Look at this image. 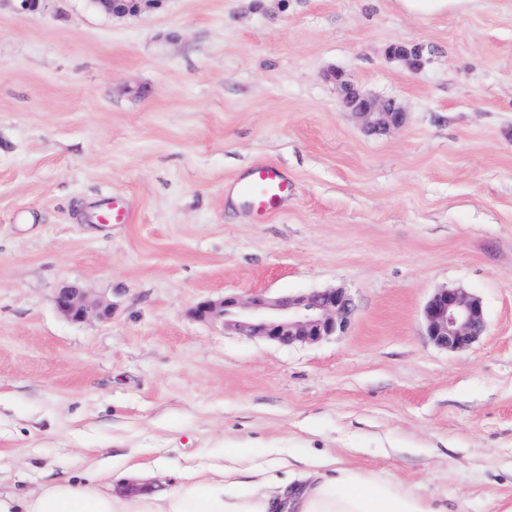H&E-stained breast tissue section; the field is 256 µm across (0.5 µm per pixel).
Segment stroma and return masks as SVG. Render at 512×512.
Instances as JSON below:
<instances>
[{
  "mask_svg": "<svg viewBox=\"0 0 512 512\" xmlns=\"http://www.w3.org/2000/svg\"><path fill=\"white\" fill-rule=\"evenodd\" d=\"M335 69L405 124L367 131ZM259 162L295 188L262 223L229 192ZM66 284L111 317L66 319ZM326 288L355 311L314 345L193 315ZM441 288L483 303L467 351L425 332ZM228 448L512 506V0H0V489L172 486ZM405 46L410 50L414 48V46H408L405 42L389 44L386 48L387 57L401 61L411 71L419 70L424 64V55L421 53L418 57H413L404 50Z\"/></svg>",
  "mask_w": 512,
  "mask_h": 512,
  "instance_id": "35a3bbf8",
  "label": "stroma"
}]
</instances>
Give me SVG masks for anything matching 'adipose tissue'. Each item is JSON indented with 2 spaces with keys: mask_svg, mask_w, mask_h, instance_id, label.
I'll return each instance as SVG.
<instances>
[{
  "mask_svg": "<svg viewBox=\"0 0 512 512\" xmlns=\"http://www.w3.org/2000/svg\"><path fill=\"white\" fill-rule=\"evenodd\" d=\"M223 469L160 490L115 491L107 477L63 476L27 493H1L0 512H453L407 484L336 461L255 468L228 453Z\"/></svg>",
  "mask_w": 512,
  "mask_h": 512,
  "instance_id": "obj_1",
  "label": "adipose tissue"
}]
</instances>
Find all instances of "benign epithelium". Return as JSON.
Listing matches in <instances>:
<instances>
[{
  "mask_svg": "<svg viewBox=\"0 0 512 512\" xmlns=\"http://www.w3.org/2000/svg\"><path fill=\"white\" fill-rule=\"evenodd\" d=\"M405 46V42L389 44L387 57L401 61L411 71L419 70L424 55L413 57ZM330 78L340 91L341 107L358 115L368 129L380 132L404 125L406 112L396 100L363 93L339 69L332 71ZM55 305L73 322L112 314L111 306L88 301L83 290L75 286L58 289ZM352 311L350 295L342 288H330L279 298L254 294L245 300L236 296L203 300L194 308V315L202 320H220L228 331L290 346L316 344L343 332ZM423 319L430 340L455 352L468 350L485 330L481 300L458 289L436 291L423 308Z\"/></svg>",
  "mask_w": 512,
  "mask_h": 512,
  "instance_id": "obj_1",
  "label": "benign epithelium"
}]
</instances>
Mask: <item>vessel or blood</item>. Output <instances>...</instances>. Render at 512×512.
Returning <instances> with one entry per match:
<instances>
[{
  "instance_id": "1",
  "label": "vessel or blood",
  "mask_w": 512,
  "mask_h": 512,
  "mask_svg": "<svg viewBox=\"0 0 512 512\" xmlns=\"http://www.w3.org/2000/svg\"><path fill=\"white\" fill-rule=\"evenodd\" d=\"M231 190L256 217L264 218L284 208L292 195V184L277 166L260 164L233 183Z\"/></svg>"
}]
</instances>
